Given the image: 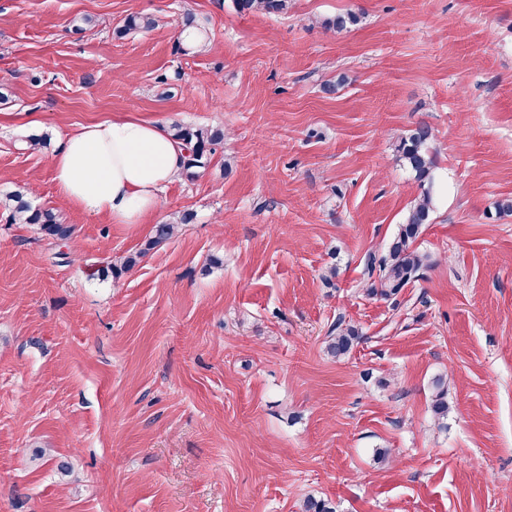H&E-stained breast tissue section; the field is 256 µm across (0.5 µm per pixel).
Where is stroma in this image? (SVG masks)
<instances>
[{
    "mask_svg": "<svg viewBox=\"0 0 512 512\" xmlns=\"http://www.w3.org/2000/svg\"><path fill=\"white\" fill-rule=\"evenodd\" d=\"M188 10L205 34L182 52ZM136 13L161 22L115 38ZM0 86V195L27 187L74 229L63 259L0 207V512H512V0H0ZM116 116L224 141L115 224L63 202L50 161ZM421 123L431 263L383 300L365 256L420 192L394 145ZM339 318L361 333L342 360ZM240 13L282 14L288 11V0H234ZM194 218L195 215L193 212L184 211L174 215L168 222L155 225L153 234L144 243V247L135 253L120 257L115 263H112V260L110 261L108 268L110 269L112 276L118 278L123 273L129 272L135 268L141 257L160 244L173 238L178 233L182 224L192 223ZM360 338L361 336L354 326L344 324V320L339 318L325 336L326 352L332 358H344L352 351ZM435 395L432 400V412L434 414L437 427H444L443 421L448 417V387L442 377L436 378Z\"/></svg>",
    "mask_w": 512,
    "mask_h": 512,
    "instance_id": "obj_1",
    "label": "stroma"
}]
</instances>
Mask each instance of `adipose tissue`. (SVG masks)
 <instances>
[{
  "label": "adipose tissue",
  "instance_id": "adipose-tissue-1",
  "mask_svg": "<svg viewBox=\"0 0 512 512\" xmlns=\"http://www.w3.org/2000/svg\"><path fill=\"white\" fill-rule=\"evenodd\" d=\"M186 147L163 127L116 117L67 134L51 158L60 196L115 224H139L180 173Z\"/></svg>",
  "mask_w": 512,
  "mask_h": 512
}]
</instances>
